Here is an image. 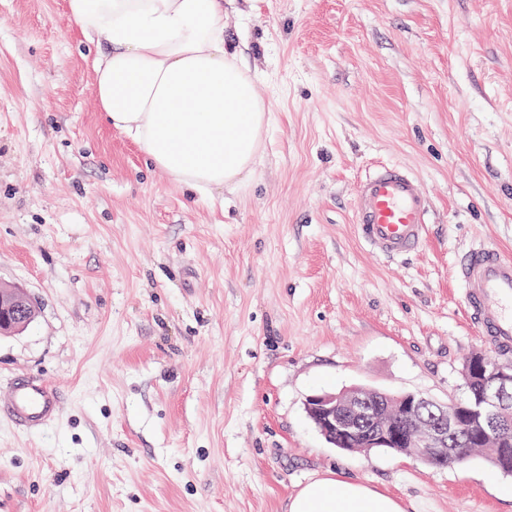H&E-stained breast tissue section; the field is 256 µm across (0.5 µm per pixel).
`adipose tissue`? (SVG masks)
Segmentation results:
<instances>
[{
    "label": "adipose tissue",
    "instance_id": "obj_1",
    "mask_svg": "<svg viewBox=\"0 0 512 512\" xmlns=\"http://www.w3.org/2000/svg\"><path fill=\"white\" fill-rule=\"evenodd\" d=\"M226 0H67L94 45L105 123L188 192L211 199L253 172L272 112L242 49L224 37ZM288 512H404L370 486L335 474L303 485Z\"/></svg>",
    "mask_w": 512,
    "mask_h": 512
}]
</instances>
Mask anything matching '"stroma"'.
I'll return each instance as SVG.
<instances>
[{
  "instance_id": "1",
  "label": "stroma",
  "mask_w": 512,
  "mask_h": 512,
  "mask_svg": "<svg viewBox=\"0 0 512 512\" xmlns=\"http://www.w3.org/2000/svg\"><path fill=\"white\" fill-rule=\"evenodd\" d=\"M274 121L220 208L191 203L99 113L66 0H0V388L50 382L57 419L0 417V512H288L336 471L405 512H512V476L329 444L304 402L355 386L465 396L489 347L452 278L512 251V0H237ZM408 168L431 207L404 259L363 246L356 184ZM36 313L34 303L22 289L0 286V332L24 329Z\"/></svg>"
}]
</instances>
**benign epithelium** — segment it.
Returning <instances> with one entry per match:
<instances>
[{"label": "benign epithelium", "mask_w": 512, "mask_h": 512, "mask_svg": "<svg viewBox=\"0 0 512 512\" xmlns=\"http://www.w3.org/2000/svg\"><path fill=\"white\" fill-rule=\"evenodd\" d=\"M36 307L20 288L0 287V332L22 330ZM464 382L477 393L447 403L418 393L393 395L355 387L307 397L305 410L316 429L332 444L343 441L353 451L390 449L429 466L444 468L466 452L460 439L479 448H501L512 431V365L491 361L478 352L467 357Z\"/></svg>", "instance_id": "benign-epithelium-1"}]
</instances>
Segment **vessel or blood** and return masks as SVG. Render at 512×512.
<instances>
[{"label":"vessel or blood","instance_id":"1","mask_svg":"<svg viewBox=\"0 0 512 512\" xmlns=\"http://www.w3.org/2000/svg\"><path fill=\"white\" fill-rule=\"evenodd\" d=\"M430 203L418 179L397 163L375 165L354 192L353 222L366 246L386 259L415 252L426 237ZM464 310L477 333L502 355L512 354V256L476 244L453 267ZM57 388L34 376L14 377L0 398V416L33 431L60 412Z\"/></svg>","mask_w":512,"mask_h":512}]
</instances>
